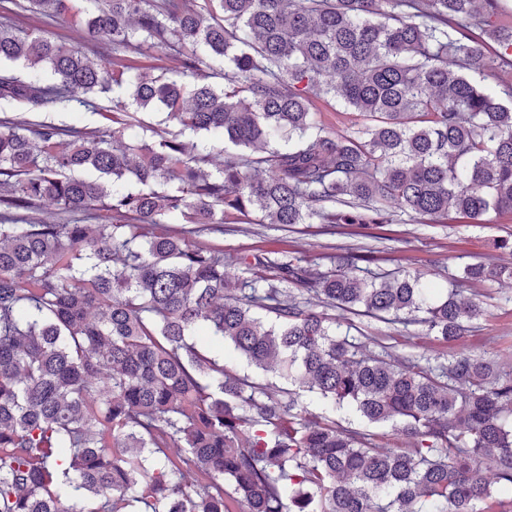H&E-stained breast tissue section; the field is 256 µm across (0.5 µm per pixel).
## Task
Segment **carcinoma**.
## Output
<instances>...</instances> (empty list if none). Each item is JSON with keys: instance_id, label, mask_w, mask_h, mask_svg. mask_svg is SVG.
Returning a JSON list of instances; mask_svg holds the SVG:
<instances>
[{"instance_id": "1", "label": "carcinoma", "mask_w": 512, "mask_h": 512, "mask_svg": "<svg viewBox=\"0 0 512 512\" xmlns=\"http://www.w3.org/2000/svg\"><path fill=\"white\" fill-rule=\"evenodd\" d=\"M84 2L16 4L69 24L68 40L0 22V65L27 70H0V99L49 109L124 87L206 145L131 132L121 101L103 130L0 120V512H512V377L482 356L377 353L333 314L448 343L480 301L354 254L233 281L190 228L511 214L512 84L479 83L512 69L506 0ZM103 33L112 56L94 60ZM144 50L178 69L129 59ZM318 101L351 126L327 125ZM45 200L64 222L30 217ZM172 214L185 227L158 230ZM461 278L485 287L512 265ZM202 329L292 389L232 372L193 340ZM302 393L407 441L311 419Z\"/></svg>"}]
</instances>
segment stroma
Returning <instances> with one entry per match:
<instances>
[{
    "mask_svg": "<svg viewBox=\"0 0 512 512\" xmlns=\"http://www.w3.org/2000/svg\"><path fill=\"white\" fill-rule=\"evenodd\" d=\"M122 90L96 98L94 106L76 104L50 113L34 112V119H48L59 125L95 130L106 124L101 115L113 100L125 99ZM512 236V215H490L485 224H405L394 222L367 228L355 225L297 224L281 229L272 224H228L223 231L202 234L203 242L223 248L231 257L227 265L229 277L244 276L234 257L257 254L271 260L284 256L302 258L306 265L322 271L334 268L347 250L372 251L378 266L385 270H415L426 273L436 287L447 288L453 275L469 264H492L507 259L508 254L496 246L497 239ZM458 290L464 296H479L487 314L474 324L466 336L448 344L428 336L415 335L413 328L400 324H384L360 320L366 335L385 336L396 353L402 355H450L471 353L498 360L504 370L512 371V282L490 287H474L461 282Z\"/></svg>",
    "mask_w": 512,
    "mask_h": 512,
    "instance_id": "stroma-1",
    "label": "stroma"
}]
</instances>
